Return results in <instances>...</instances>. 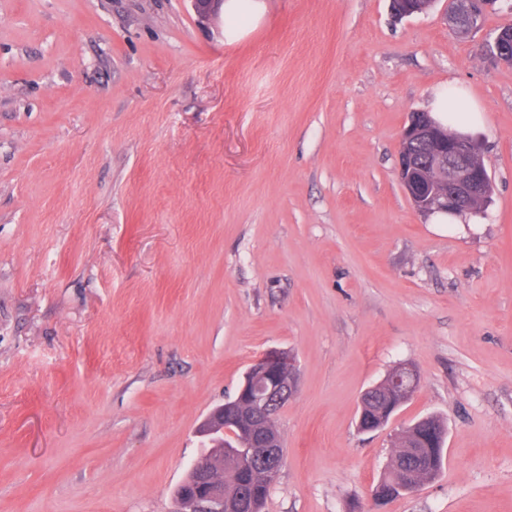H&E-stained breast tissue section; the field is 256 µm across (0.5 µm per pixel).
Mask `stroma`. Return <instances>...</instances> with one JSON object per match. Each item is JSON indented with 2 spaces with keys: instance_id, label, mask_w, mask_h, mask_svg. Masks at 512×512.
<instances>
[{
  "instance_id": "obj_1",
  "label": "stroma",
  "mask_w": 512,
  "mask_h": 512,
  "mask_svg": "<svg viewBox=\"0 0 512 512\" xmlns=\"http://www.w3.org/2000/svg\"><path fill=\"white\" fill-rule=\"evenodd\" d=\"M446 0H0V512H169L197 429L296 360L263 512H512V66ZM481 106L491 204L435 224L398 177L409 113ZM421 373L383 430L361 393ZM441 474L376 505L397 434ZM191 0L194 12L199 22L204 23L215 16L221 5L224 4L225 19L231 22L236 17V5L234 2L238 0ZM493 3L496 0L492 1ZM491 1L477 2L475 0H452L455 3L454 8L448 11V25L450 29L459 37H467L477 28V13L473 8L474 4L482 3L487 6ZM424 417L413 420L402 430L397 446L403 448L400 453L407 455L418 448H431L434 442L438 446L442 441L445 446L448 433L446 422L436 415L423 420Z\"/></svg>"
}]
</instances>
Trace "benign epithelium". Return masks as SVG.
Instances as JSON below:
<instances>
[{
	"label": "benign epithelium",
	"instance_id": "benign-epithelium-1",
	"mask_svg": "<svg viewBox=\"0 0 512 512\" xmlns=\"http://www.w3.org/2000/svg\"><path fill=\"white\" fill-rule=\"evenodd\" d=\"M199 22L215 16L224 0H191ZM448 25L459 37H467L477 28L476 0H452ZM426 139L436 147L433 161L421 165L407 152L409 141ZM477 138L466 133H450L441 128L428 112H413L405 127L400 144L398 180L410 204L420 214L437 212L456 215L460 209L475 201L485 207L491 197V179L480 154ZM420 375L411 363H400L381 381V384L400 390L408 398L419 384ZM297 391V370L292 355L271 351L257 359L245 375L236 397L215 408L198 428L200 437L221 450L224 437L235 442L240 461L254 455L258 445L265 448L266 480H277L283 461L276 453L281 442L275 417L274 400L293 397ZM172 512H226L224 482L204 458L193 463L186 477L172 496Z\"/></svg>",
	"mask_w": 512,
	"mask_h": 512
}]
</instances>
